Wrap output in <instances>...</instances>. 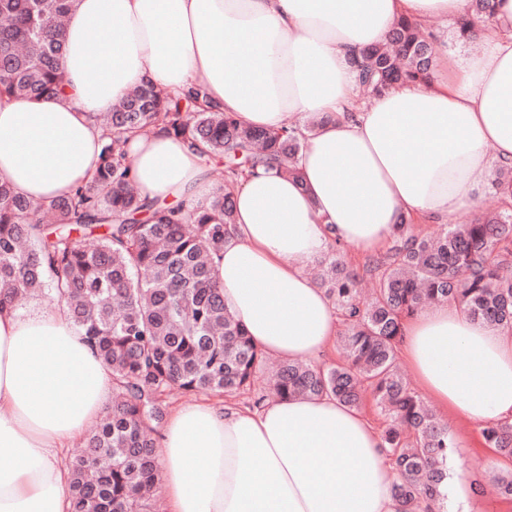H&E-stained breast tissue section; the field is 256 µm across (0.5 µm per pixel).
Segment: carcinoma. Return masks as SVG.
Returning a JSON list of instances; mask_svg holds the SVG:
<instances>
[{
  "instance_id": "cac0c4a2",
  "label": "carcinoma",
  "mask_w": 512,
  "mask_h": 512,
  "mask_svg": "<svg viewBox=\"0 0 512 512\" xmlns=\"http://www.w3.org/2000/svg\"><path fill=\"white\" fill-rule=\"evenodd\" d=\"M75 0H0V98L41 100L65 89L60 67L63 19ZM436 49L409 20L359 62L361 83L379 95L397 82L425 80ZM107 143L93 176L65 197L33 204L0 183V309L45 293L66 306L93 352L112 369V407L69 463L70 512H154L159 464L153 434L167 416L166 390L188 394L253 392L263 352L224 307L213 255L234 229L229 187L197 209L172 210L134 188L127 143L160 129L222 161L226 183L245 171L277 168L302 182V134L293 126L240 125L207 100L198 83L180 94L156 85L134 89L106 115L94 116ZM493 189L512 197V165L499 167ZM94 240L93 247L85 239ZM321 286L344 327L345 361L282 363L276 398L324 395L359 409L371 391L387 425L383 440L397 471L399 512H418L444 496L455 444L403 380L397 364L403 321L440 302L471 319L512 330V208L450 224L430 239L409 233L406 216L386 251L363 272L348 266L332 240ZM373 290L360 298V274ZM483 443L512 460V424L481 429ZM512 501V469L490 475Z\"/></svg>"
}]
</instances>
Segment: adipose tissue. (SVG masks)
<instances>
[{
	"label": "adipose tissue",
	"mask_w": 512,
	"mask_h": 512,
	"mask_svg": "<svg viewBox=\"0 0 512 512\" xmlns=\"http://www.w3.org/2000/svg\"><path fill=\"white\" fill-rule=\"evenodd\" d=\"M475 21L469 0H77L65 28L64 94L0 101V182L33 203L69 194L106 143L89 118L134 88L203 83L248 127L323 124L299 156L231 187L235 229L214 258L224 305L263 352L326 355L339 318L305 267L332 239L363 254L392 241L401 215L444 222L478 184L512 165V0ZM443 19L427 83L360 105L355 61L409 19ZM105 31L101 40L92 31ZM142 199L205 205L200 152L160 130L128 144ZM400 350L423 388L477 427L512 424V332L453 303L408 318ZM111 369L66 308L0 309V512H68L58 456L106 413ZM382 434L329 396L256 411L193 401L158 443L168 512H398Z\"/></svg>",
	"instance_id": "ef3b65f1"
}]
</instances>
